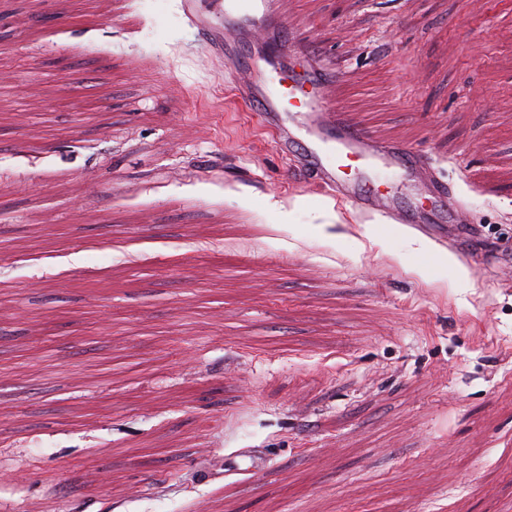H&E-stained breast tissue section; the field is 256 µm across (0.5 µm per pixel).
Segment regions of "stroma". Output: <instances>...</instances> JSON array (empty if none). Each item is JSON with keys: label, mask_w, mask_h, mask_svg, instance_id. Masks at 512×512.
Instances as JSON below:
<instances>
[{"label": "stroma", "mask_w": 512, "mask_h": 512, "mask_svg": "<svg viewBox=\"0 0 512 512\" xmlns=\"http://www.w3.org/2000/svg\"><path fill=\"white\" fill-rule=\"evenodd\" d=\"M275 9L453 201L317 188L182 0H0V512H512V0ZM379 182L365 183L362 192L354 198L355 206L367 211H380V207L386 199Z\"/></svg>", "instance_id": "35a3bbf8"}]
</instances>
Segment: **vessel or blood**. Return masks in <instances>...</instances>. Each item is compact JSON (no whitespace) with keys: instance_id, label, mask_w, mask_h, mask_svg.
<instances>
[{"instance_id":"1","label":"vessel or blood","mask_w":512,"mask_h":512,"mask_svg":"<svg viewBox=\"0 0 512 512\" xmlns=\"http://www.w3.org/2000/svg\"><path fill=\"white\" fill-rule=\"evenodd\" d=\"M273 5L274 0H184V11L211 51L237 56L251 109L277 131L283 154L326 191L348 188L369 162L413 171L419 159L411 147L379 145L363 125L346 122L342 111H327L333 73L316 62L294 68L291 40ZM385 199L380 183L372 182L354 204L376 211Z\"/></svg>"}]
</instances>
